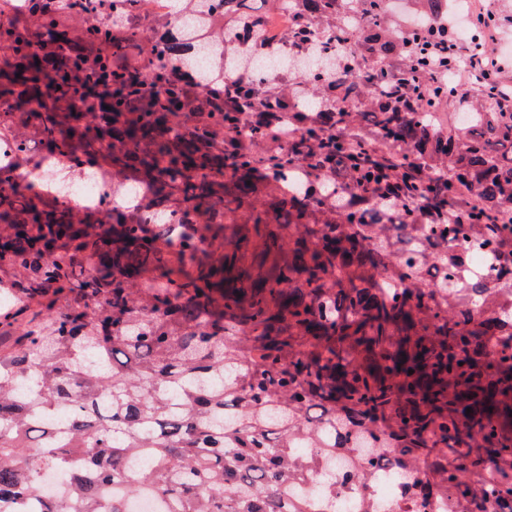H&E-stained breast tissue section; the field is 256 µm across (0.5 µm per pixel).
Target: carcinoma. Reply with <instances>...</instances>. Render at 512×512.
Segmentation results:
<instances>
[{"mask_svg":"<svg viewBox=\"0 0 512 512\" xmlns=\"http://www.w3.org/2000/svg\"><path fill=\"white\" fill-rule=\"evenodd\" d=\"M15 2L0 0V130L15 158L0 165V502L73 470L89 484L42 512H128L96 498L108 485H147L176 512H305L280 490L307 472L296 445L327 433L334 448L379 449L364 469L394 462L424 512L434 495L449 512H512V224L498 222L512 209V111L496 81L474 106L455 96L454 61L434 68L455 0H407L401 18L393 0H180L192 22L224 9L205 49L147 0H87L73 10L126 25L110 83L82 67L110 27ZM499 19L488 4L469 30ZM32 27L66 46L53 63L21 50ZM144 34L160 99L122 64ZM185 81L204 126L174 125ZM71 95L85 111L65 108ZM242 112L267 121L245 129ZM310 113L317 125L298 121ZM242 131L260 153L234 150ZM333 131L373 132L399 170L364 177L377 166ZM57 154L107 196L140 186L138 200L105 215L10 191L18 168ZM317 189L336 193L329 206ZM420 196L423 214L384 203ZM471 246L506 280L460 278Z\"/></svg>","mask_w":512,"mask_h":512,"instance_id":"1","label":"carcinoma"}]
</instances>
